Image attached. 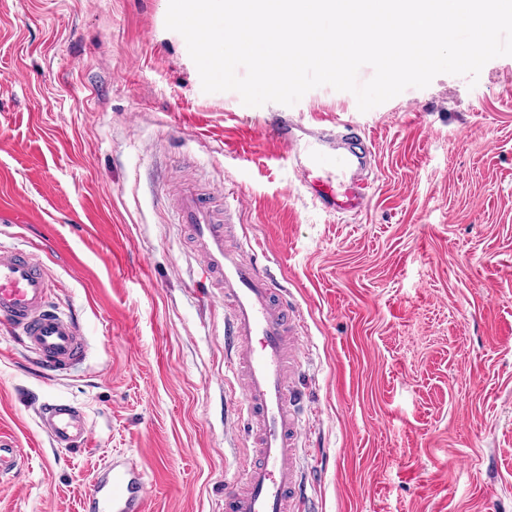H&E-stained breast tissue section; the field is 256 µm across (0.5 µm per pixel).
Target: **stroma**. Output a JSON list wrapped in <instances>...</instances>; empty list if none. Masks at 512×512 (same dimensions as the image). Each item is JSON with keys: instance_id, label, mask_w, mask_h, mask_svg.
I'll return each mask as SVG.
<instances>
[{"instance_id": "stroma-1", "label": "stroma", "mask_w": 512, "mask_h": 512, "mask_svg": "<svg viewBox=\"0 0 512 512\" xmlns=\"http://www.w3.org/2000/svg\"><path fill=\"white\" fill-rule=\"evenodd\" d=\"M168 0H0V244L37 245L87 353L47 377L0 330V434L25 457L0 512H84L136 459L147 512H224L255 455L224 368V304L171 214V184L237 194L238 239L288 290L310 512H512V56L360 112L204 92ZM344 121L372 143L365 210L316 207L263 133ZM79 407L88 452L34 412Z\"/></svg>"}]
</instances>
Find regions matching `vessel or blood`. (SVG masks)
Wrapping results in <instances>:
<instances>
[{"instance_id":"1","label":"vessel or blood","mask_w":512,"mask_h":512,"mask_svg":"<svg viewBox=\"0 0 512 512\" xmlns=\"http://www.w3.org/2000/svg\"><path fill=\"white\" fill-rule=\"evenodd\" d=\"M267 133L323 209L347 214L366 207L372 147L347 123L312 126L280 118ZM172 211L201 257L206 292L224 303V334L231 344L227 366L239 380V411L258 457L225 497L224 512H290L303 489L301 397L290 372L302 351L297 315L285 290L259 267L254 246L227 247L236 205L216 209L205 194L186 187L176 194ZM52 288L47 266L33 250L0 245V326L21 339L46 374L86 356L81 325L53 306ZM35 413L55 447L89 445V423L79 407L45 401ZM147 499L144 470L123 457L105 468L84 505L86 512H146Z\"/></svg>"}]
</instances>
